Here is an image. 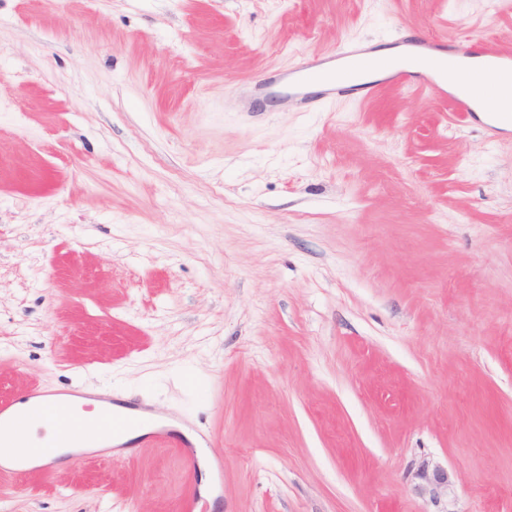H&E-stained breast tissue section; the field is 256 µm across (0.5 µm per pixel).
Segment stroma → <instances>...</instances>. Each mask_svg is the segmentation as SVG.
<instances>
[{"instance_id":"35a3bbf8","label":"stroma","mask_w":512,"mask_h":512,"mask_svg":"<svg viewBox=\"0 0 512 512\" xmlns=\"http://www.w3.org/2000/svg\"><path fill=\"white\" fill-rule=\"evenodd\" d=\"M512 46V0H0V400L207 434L203 512H512V132L440 88L299 112L349 40ZM181 449L0 474V512H179ZM421 484L417 487L421 493H428L430 498L440 504L444 503V510L439 512H457L454 508V500L450 497V491L454 484L448 470L440 465H424L417 473Z\"/></svg>"}]
</instances>
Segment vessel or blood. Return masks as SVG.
Segmentation results:
<instances>
[{"label":"vessel or blood","instance_id":"b4317fda","mask_svg":"<svg viewBox=\"0 0 512 512\" xmlns=\"http://www.w3.org/2000/svg\"><path fill=\"white\" fill-rule=\"evenodd\" d=\"M412 59L404 65L386 63L390 83L424 89L432 84L431 71L448 64L462 63L471 54L484 59L482 76L489 79L498 94L512 97V52L497 48L492 41L473 43L466 40L450 46L438 39L422 36L415 43ZM338 57L346 62L345 68L325 70L321 59L306 58L299 62L298 71L305 80L324 84V94L329 98L343 97L352 93L361 99H371L375 86L362 82L359 72L369 66L366 48L358 42L340 46ZM61 413L57 425L58 437L18 450L6 432L32 421L50 419L53 413ZM155 408L137 399L119 400L107 388H89L74 384L48 393L31 388L15 398L0 402V460H22L30 456L40 460L44 470H51L56 463L55 450L69 448H110L121 432L142 429V442L168 438L182 448L187 464H194L195 455L191 441L179 430L163 424L155 417Z\"/></svg>","mask_w":512,"mask_h":512}]
</instances>
